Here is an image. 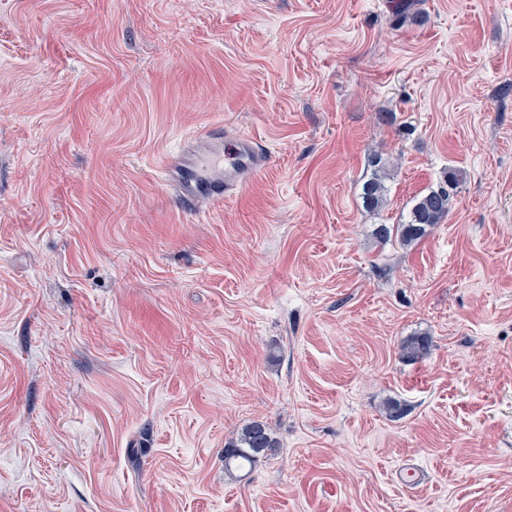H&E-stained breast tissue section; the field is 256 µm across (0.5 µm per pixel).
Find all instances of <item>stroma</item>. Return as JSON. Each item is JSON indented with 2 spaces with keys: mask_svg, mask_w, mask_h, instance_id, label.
<instances>
[{
  "mask_svg": "<svg viewBox=\"0 0 512 512\" xmlns=\"http://www.w3.org/2000/svg\"><path fill=\"white\" fill-rule=\"evenodd\" d=\"M211 126L272 161L194 216ZM0 512H512V0H0ZM372 163L376 167L370 179L363 184V199L370 210H379L386 202V186L384 183L386 165L381 158H375ZM448 190L440 188L421 194L413 201L408 219L401 224H381L377 235L384 240L395 236L403 246L412 245L422 238L427 228L440 224L448 215ZM277 448V440L272 436L269 427L261 421L251 422L242 429L238 437L225 442L224 468L228 472L232 470V466L238 470L246 465L252 468L259 457L274 455Z\"/></svg>",
  "mask_w": 512,
  "mask_h": 512,
  "instance_id": "1",
  "label": "stroma"
}]
</instances>
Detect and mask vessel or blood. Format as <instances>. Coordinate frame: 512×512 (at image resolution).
<instances>
[{"instance_id":"obj_1","label":"vessel or blood","mask_w":512,"mask_h":512,"mask_svg":"<svg viewBox=\"0 0 512 512\" xmlns=\"http://www.w3.org/2000/svg\"><path fill=\"white\" fill-rule=\"evenodd\" d=\"M224 138L220 128L195 134L178 153L165 154L159 169L169 176L172 189L185 210L200 214L223 203L227 193L243 190L252 176L268 164L269 157L250 138L236 143V163L223 160Z\"/></svg>"}]
</instances>
